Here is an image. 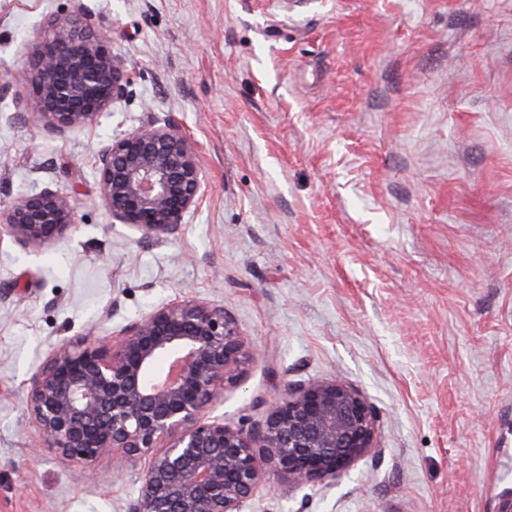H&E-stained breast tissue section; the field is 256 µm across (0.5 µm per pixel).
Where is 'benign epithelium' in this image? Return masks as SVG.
<instances>
[{
  "instance_id": "1",
  "label": "benign epithelium",
  "mask_w": 512,
  "mask_h": 512,
  "mask_svg": "<svg viewBox=\"0 0 512 512\" xmlns=\"http://www.w3.org/2000/svg\"><path fill=\"white\" fill-rule=\"evenodd\" d=\"M27 67L25 108L58 136L94 125L130 96L135 78L82 5L35 32ZM96 167L102 207L145 237L175 235L203 197L198 150L167 119L113 138ZM0 223L17 243L40 247L75 226L76 205L46 188L1 205ZM252 359L224 306L184 299L114 343L58 346L31 380L26 411L44 450L81 472L116 459L136 484L128 512H243L268 471L288 484H328L376 448L374 408L337 378L287 383L259 430L212 416Z\"/></svg>"
}]
</instances>
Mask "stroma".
<instances>
[{
	"label": "stroma",
	"mask_w": 512,
	"mask_h": 512,
	"mask_svg": "<svg viewBox=\"0 0 512 512\" xmlns=\"http://www.w3.org/2000/svg\"><path fill=\"white\" fill-rule=\"evenodd\" d=\"M140 76L90 128L25 112L34 31L72 0H0V202L50 187L76 225L0 238V512H127L111 458L80 479L24 399L58 344L183 299L256 351L215 407L263 426L286 382L341 377L377 448L248 512H500L512 498V0H83ZM195 141L206 195L141 238L100 205L96 152L149 117Z\"/></svg>",
	"instance_id": "obj_1"
}]
</instances>
